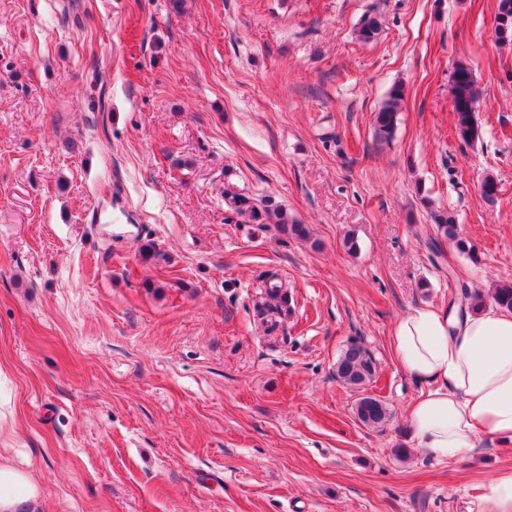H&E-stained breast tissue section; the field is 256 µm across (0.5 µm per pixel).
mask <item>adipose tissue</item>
Wrapping results in <instances>:
<instances>
[{
  "label": "adipose tissue",
  "mask_w": 512,
  "mask_h": 512,
  "mask_svg": "<svg viewBox=\"0 0 512 512\" xmlns=\"http://www.w3.org/2000/svg\"><path fill=\"white\" fill-rule=\"evenodd\" d=\"M390 347L426 386L408 409L417 447L447 459L485 435L512 443V312L418 306L396 321ZM41 495L25 460L0 456V512H34Z\"/></svg>",
  "instance_id": "obj_1"
}]
</instances>
